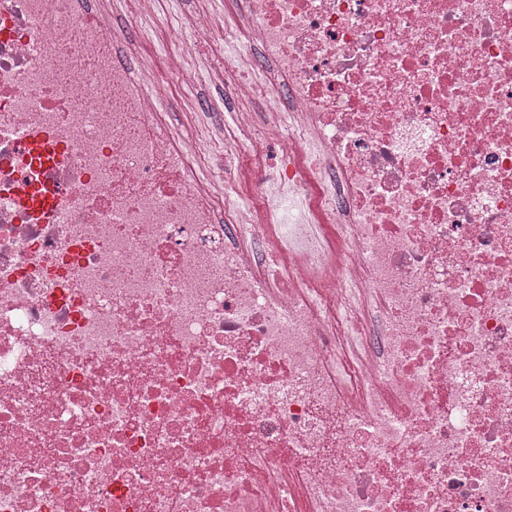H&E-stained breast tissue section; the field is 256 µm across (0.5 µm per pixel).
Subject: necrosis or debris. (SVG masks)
Returning <instances> with one entry per match:
<instances>
[{
	"instance_id": "obj_1",
	"label": "necrosis or debris",
	"mask_w": 512,
	"mask_h": 512,
	"mask_svg": "<svg viewBox=\"0 0 512 512\" xmlns=\"http://www.w3.org/2000/svg\"><path fill=\"white\" fill-rule=\"evenodd\" d=\"M104 2L0 0V512H512V0H225L162 61ZM222 27L217 192L160 105Z\"/></svg>"
}]
</instances>
